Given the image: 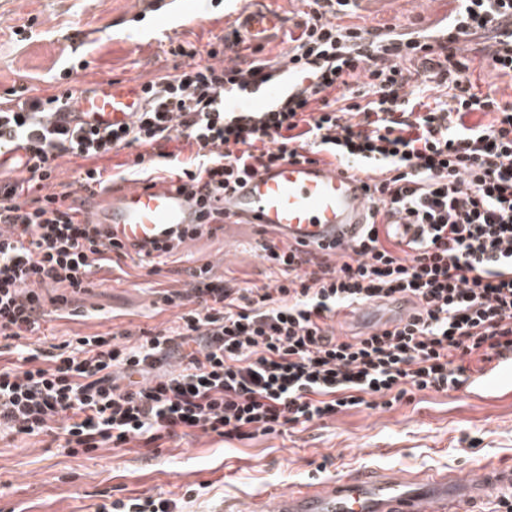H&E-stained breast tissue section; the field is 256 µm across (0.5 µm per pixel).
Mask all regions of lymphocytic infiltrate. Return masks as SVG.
Segmentation results:
<instances>
[{
    "mask_svg": "<svg viewBox=\"0 0 512 512\" xmlns=\"http://www.w3.org/2000/svg\"><path fill=\"white\" fill-rule=\"evenodd\" d=\"M299 34L279 56L224 69V41L205 57L179 43L182 70L142 86L130 125L99 130L57 121L71 88L0 93V145L21 144L14 178H0V434H52L70 455L197 434L248 441L359 408L389 409L421 392L460 389L512 348V98L475 92L456 43L483 45L512 0H456L448 37L344 23L351 0H302ZM289 61L310 87L272 112H223L224 88ZM485 122L467 125L472 113ZM193 148L189 162L169 145ZM133 150L123 172L147 180L175 163L180 190L218 198L246 176L304 154L366 164L373 185L360 241L312 259L260 243L273 284L240 285L193 269L189 288L164 293L174 325L117 330L30 347L49 316L69 319L90 276L126 250L81 218L78 191L112 183L102 159ZM84 159L53 190L55 162ZM416 224L398 235L389 219ZM70 295L48 300L43 286ZM404 302L406 316L356 336L337 333L341 311ZM95 512H183L164 494L105 497Z\"/></svg>",
    "mask_w": 512,
    "mask_h": 512,
    "instance_id": "lymphocytic-infiltrate-1",
    "label": "lymphocytic infiltrate"
}]
</instances>
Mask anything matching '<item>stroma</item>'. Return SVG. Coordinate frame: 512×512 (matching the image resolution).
I'll return each mask as SVG.
<instances>
[{
  "label": "stroma",
  "instance_id": "stroma-1",
  "mask_svg": "<svg viewBox=\"0 0 512 512\" xmlns=\"http://www.w3.org/2000/svg\"><path fill=\"white\" fill-rule=\"evenodd\" d=\"M224 4L213 0L212 12L195 21V0H174L175 40L205 52L233 30ZM454 7V0H355L349 20L410 32L444 20ZM147 8V0H0V93L27 86L49 95L59 85L79 93L102 78L142 84L183 66L166 46L130 38L131 14ZM204 263L215 277L244 286L271 281L252 229H207L165 258L160 272L133 252L120 268L97 271L78 300L81 317L46 319L37 336L57 344L78 334L172 325L178 311L162 302L161 291L188 287L189 269ZM486 459L512 465V402L490 406L453 391L421 393L387 411L353 409L245 442L175 438L156 455L133 445L71 456L45 434L9 436L0 439V512H94L107 493L182 498L196 484L202 491L184 512H213L273 487L336 480L366 467L463 475Z\"/></svg>",
  "mask_w": 512,
  "mask_h": 512
}]
</instances>
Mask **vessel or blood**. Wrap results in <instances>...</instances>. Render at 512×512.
<instances>
[{"label": "vessel or blood", "instance_id": "obj_1", "mask_svg": "<svg viewBox=\"0 0 512 512\" xmlns=\"http://www.w3.org/2000/svg\"><path fill=\"white\" fill-rule=\"evenodd\" d=\"M241 40L258 46L285 28L276 7L233 11ZM305 83L283 62L265 78L249 79L224 90L228 112H263L296 93ZM140 86L128 80L98 82L82 93L59 118L69 125L90 123L104 129L123 127L143 111ZM367 177L343 166L287 160L269 165L242 181L214 206L231 219L253 226L303 250L336 252L358 241L369 210ZM206 207L173 184L142 182L113 192L94 217L109 237L123 246L152 255L169 244L174 230L204 223ZM466 395L512 398V351H502L465 388ZM512 494V468L479 464L467 476L436 472L408 478L371 468L322 484L290 491H271L245 507L225 512H479L490 494Z\"/></svg>", "mask_w": 512, "mask_h": 512}]
</instances>
